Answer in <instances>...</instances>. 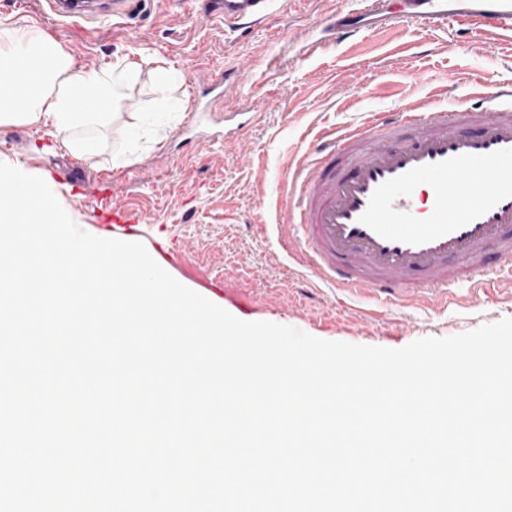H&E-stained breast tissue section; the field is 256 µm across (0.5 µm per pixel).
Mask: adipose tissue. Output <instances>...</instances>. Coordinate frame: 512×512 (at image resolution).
Returning <instances> with one entry per match:
<instances>
[{
    "label": "adipose tissue",
    "instance_id": "1",
    "mask_svg": "<svg viewBox=\"0 0 512 512\" xmlns=\"http://www.w3.org/2000/svg\"><path fill=\"white\" fill-rule=\"evenodd\" d=\"M0 70L13 80L0 85V125L51 127L53 136L79 158L97 156L85 130L107 125L112 106L137 78L133 64L88 71L75 68L65 49L31 22L0 17Z\"/></svg>",
    "mask_w": 512,
    "mask_h": 512
}]
</instances>
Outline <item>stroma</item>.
Segmentation results:
<instances>
[{"label": "stroma", "instance_id": "35a3bbf8", "mask_svg": "<svg viewBox=\"0 0 512 512\" xmlns=\"http://www.w3.org/2000/svg\"><path fill=\"white\" fill-rule=\"evenodd\" d=\"M363 0H275L268 23L247 31L209 16L194 0L193 16L170 0H151L142 15L104 28L57 23L40 0H0V16L38 23L76 67L99 69L129 59L138 82L117 106L96 164L64 148L48 130L0 126V162L41 177L81 229L99 235L111 208L139 219L146 235L170 241L182 260L173 277L191 290L211 279L242 294L252 321L290 326L314 337L398 349L426 337H450L512 317V280L489 292L461 281L447 300L406 291L385 305L322 283L277 225L279 172L331 127L361 122L429 100L441 108L471 101L475 86L512 82V41L455 26L409 25L348 41L328 36L327 19ZM176 75L157 87L152 71ZM235 77L224 100L201 95L211 109L205 129L233 138L197 146L186 130L190 85L219 73ZM260 120H252L256 102Z\"/></svg>", "mask_w": 512, "mask_h": 512}]
</instances>
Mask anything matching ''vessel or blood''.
Instances as JSON below:
<instances>
[{"label": "vessel or blood", "instance_id": "obj_1", "mask_svg": "<svg viewBox=\"0 0 512 512\" xmlns=\"http://www.w3.org/2000/svg\"><path fill=\"white\" fill-rule=\"evenodd\" d=\"M139 0H47L59 20L101 25L127 19ZM271 0H210V15L245 29L263 22ZM447 24L512 38V0H365L339 11L338 39L386 23ZM476 105L429 102L375 113L323 133L282 174V214L302 232L309 266L331 287L392 299L400 289L440 290L512 270V82L481 90ZM110 232L144 242L170 267L178 254L145 239L140 225L113 217Z\"/></svg>", "mask_w": 512, "mask_h": 512}]
</instances>
